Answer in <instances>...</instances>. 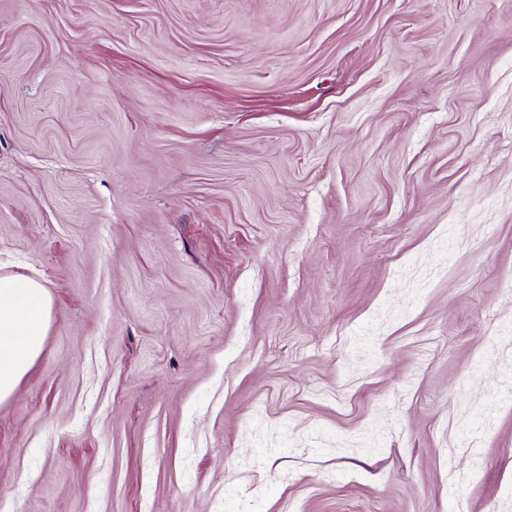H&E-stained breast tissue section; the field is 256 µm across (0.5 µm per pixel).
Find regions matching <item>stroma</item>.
<instances>
[{"instance_id":"35a3bbf8","label":"stroma","mask_w":512,"mask_h":512,"mask_svg":"<svg viewBox=\"0 0 512 512\" xmlns=\"http://www.w3.org/2000/svg\"><path fill=\"white\" fill-rule=\"evenodd\" d=\"M0 263V512H512V0H0ZM48 290L24 274L0 275V403L10 399L43 348L50 322Z\"/></svg>"}]
</instances>
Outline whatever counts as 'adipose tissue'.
Segmentation results:
<instances>
[{"label":"adipose tissue","instance_id":"obj_1","mask_svg":"<svg viewBox=\"0 0 512 512\" xmlns=\"http://www.w3.org/2000/svg\"><path fill=\"white\" fill-rule=\"evenodd\" d=\"M50 309L49 293L39 280L0 275V403L14 395L40 356Z\"/></svg>","mask_w":512,"mask_h":512}]
</instances>
